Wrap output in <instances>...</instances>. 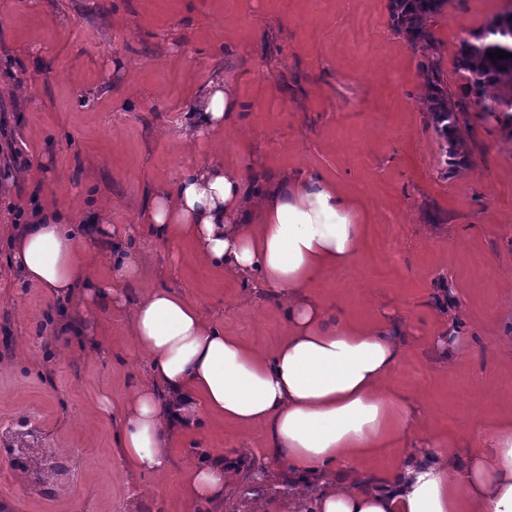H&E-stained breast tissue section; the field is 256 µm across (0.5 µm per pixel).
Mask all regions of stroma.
Masks as SVG:
<instances>
[{
	"label": "stroma",
	"instance_id": "35a3bbf8",
	"mask_svg": "<svg viewBox=\"0 0 512 512\" xmlns=\"http://www.w3.org/2000/svg\"><path fill=\"white\" fill-rule=\"evenodd\" d=\"M512 0H443L427 19L452 93L460 45ZM425 53L392 25L389 0H0V145L14 140L28 169L0 190V444L19 440L72 455L51 492L31 486L0 452V503L10 512H198L187 470L207 458L234 465L212 512H295L309 488L266 456L262 426L208 417L174 437L170 466L136 472L116 443L114 409L149 379L129 311L101 302L58 318L64 304L14 276V207L51 206L77 223L108 215L80 257L129 303L170 288L257 350L288 329L275 296L197 260L189 241H159L143 222L152 189L220 160L266 178L321 172L356 202L367 226L350 265L309 293L336 316L406 329L385 385L415 405L410 439L365 458L388 475L419 439L453 458L483 447V426L512 416V134L478 107L458 116L466 165L448 164L434 127ZM237 90L232 123L191 137L187 112L214 81ZM142 256L137 282L117 279L115 247ZM458 325L454 360L435 339ZM262 465L264 492L242 477Z\"/></svg>",
	"mask_w": 512,
	"mask_h": 512
}]
</instances>
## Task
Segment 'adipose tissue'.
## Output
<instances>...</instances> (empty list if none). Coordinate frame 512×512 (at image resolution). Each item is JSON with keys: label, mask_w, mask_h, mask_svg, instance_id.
<instances>
[{"label": "adipose tissue", "mask_w": 512, "mask_h": 512, "mask_svg": "<svg viewBox=\"0 0 512 512\" xmlns=\"http://www.w3.org/2000/svg\"><path fill=\"white\" fill-rule=\"evenodd\" d=\"M240 108L234 86L208 85L191 106L194 125H225ZM145 221L160 240H189L199 261L286 301L289 336L272 355L226 335L170 289L144 292L130 321L151 359V379L121 410V452L137 471L169 467L171 437L217 414L241 428L263 424L265 446L294 482L312 487L317 512H512V418L493 424L464 459L422 440L386 478L358 468L364 456L407 439L414 407L384 382L404 354L403 329L332 315L307 293L357 258L366 226L351 198L321 173L252 178L208 162L175 188L155 190ZM86 232L60 209L38 211L12 243L11 266L52 294L111 299L78 258ZM232 467L203 459L189 470L194 502L223 503ZM345 490H337V483Z\"/></svg>", "instance_id": "adipose-tissue-1"}]
</instances>
